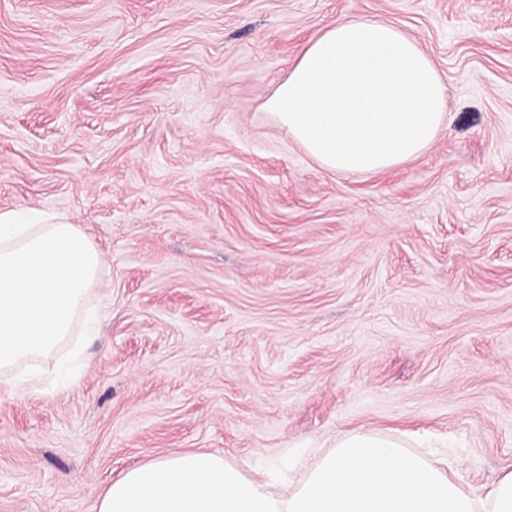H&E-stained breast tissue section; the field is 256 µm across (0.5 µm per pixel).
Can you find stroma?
<instances>
[{
  "label": "stroma",
  "instance_id": "stroma-1",
  "mask_svg": "<svg viewBox=\"0 0 512 512\" xmlns=\"http://www.w3.org/2000/svg\"><path fill=\"white\" fill-rule=\"evenodd\" d=\"M388 21L450 122L336 174L263 109L324 26ZM80 225L99 333L0 389V512H97L207 451L255 474L360 431L512 470V0H0V212Z\"/></svg>",
  "mask_w": 512,
  "mask_h": 512
}]
</instances>
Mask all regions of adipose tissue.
<instances>
[{"mask_svg":"<svg viewBox=\"0 0 512 512\" xmlns=\"http://www.w3.org/2000/svg\"><path fill=\"white\" fill-rule=\"evenodd\" d=\"M264 108L336 173L400 166L448 125L446 89L429 53L396 25L365 17L337 20L311 38ZM98 512H512V471L478 494L427 454L353 432L281 493L221 455L189 451L122 472Z\"/></svg>","mask_w":512,"mask_h":512,"instance_id":"adipose-tissue-1","label":"adipose tissue"}]
</instances>
